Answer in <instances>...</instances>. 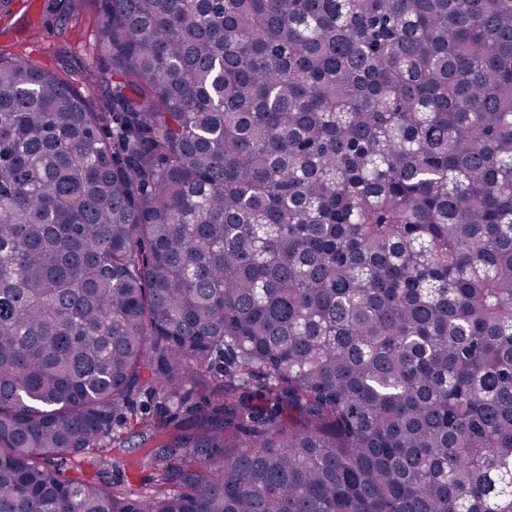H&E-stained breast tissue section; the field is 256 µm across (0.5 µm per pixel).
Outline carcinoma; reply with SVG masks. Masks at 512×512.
I'll return each mask as SVG.
<instances>
[{"instance_id":"cac0c4a2","label":"carcinoma","mask_w":512,"mask_h":512,"mask_svg":"<svg viewBox=\"0 0 512 512\" xmlns=\"http://www.w3.org/2000/svg\"><path fill=\"white\" fill-rule=\"evenodd\" d=\"M98 4L0 50V512H512V0ZM101 21L95 0H0V48L52 69L65 60L84 91L104 70L95 51ZM138 438L132 437L123 451L111 453L112 465L104 466L100 474L101 479L106 482H120L135 490H145L151 486L153 471L148 467H137L132 463L138 461L145 455L148 448L138 447Z\"/></svg>"}]
</instances>
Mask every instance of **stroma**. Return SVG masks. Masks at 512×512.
Returning a JSON list of instances; mask_svg holds the SVG:
<instances>
[{
  "mask_svg": "<svg viewBox=\"0 0 512 512\" xmlns=\"http://www.w3.org/2000/svg\"><path fill=\"white\" fill-rule=\"evenodd\" d=\"M102 18L96 0H0V49L32 58L48 68L67 63L71 81L85 85L104 70L96 54ZM137 440L113 452L111 465L96 469L88 460L65 461L68 475L101 476L135 490L150 488L153 472L141 466Z\"/></svg>",
  "mask_w": 512,
  "mask_h": 512,
  "instance_id": "stroma-1",
  "label": "stroma"
}]
</instances>
